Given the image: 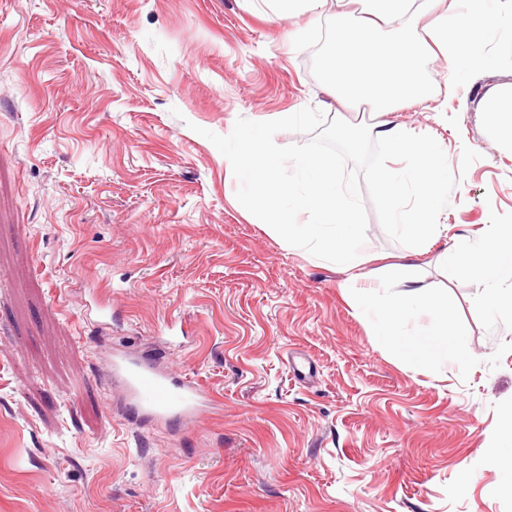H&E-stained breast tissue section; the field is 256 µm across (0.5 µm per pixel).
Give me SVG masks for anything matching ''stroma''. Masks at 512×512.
<instances>
[{"instance_id": "35a3bbf8", "label": "stroma", "mask_w": 512, "mask_h": 512, "mask_svg": "<svg viewBox=\"0 0 512 512\" xmlns=\"http://www.w3.org/2000/svg\"><path fill=\"white\" fill-rule=\"evenodd\" d=\"M327 25L268 0H0V512H512L487 462L512 422V323L439 259L512 225L487 80L454 83L437 59L452 93L388 116L452 170L480 154L414 258L458 306L465 379L375 343L345 274L251 223L199 134L306 107L374 124L369 105L331 106ZM116 353L207 403L182 423L134 414L104 372Z\"/></svg>"}]
</instances>
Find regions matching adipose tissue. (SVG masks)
Masks as SVG:
<instances>
[{
    "mask_svg": "<svg viewBox=\"0 0 512 512\" xmlns=\"http://www.w3.org/2000/svg\"><path fill=\"white\" fill-rule=\"evenodd\" d=\"M275 13L320 11L332 19L324 51L325 77L339 102H367L377 116L400 104L428 105L434 87L428 67L444 57L465 78L496 74V59L461 33L464 19L479 13L512 41V11L501 0H272ZM361 11H354V4ZM499 138L512 144V83L493 85L479 101ZM444 264L475 274L484 290L480 307L492 318L512 321V225L494 224L480 238L461 237L441 255Z\"/></svg>",
    "mask_w": 512,
    "mask_h": 512,
    "instance_id": "adipose-tissue-1",
    "label": "adipose tissue"
}]
</instances>
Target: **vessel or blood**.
Segmentation results:
<instances>
[{
  "mask_svg": "<svg viewBox=\"0 0 512 512\" xmlns=\"http://www.w3.org/2000/svg\"><path fill=\"white\" fill-rule=\"evenodd\" d=\"M109 370L122 378L131 407L160 421L188 420L197 414L206 398L200 385L121 355L113 358Z\"/></svg>",
  "mask_w": 512,
  "mask_h": 512,
  "instance_id": "obj_1",
  "label": "vessel or blood"
}]
</instances>
